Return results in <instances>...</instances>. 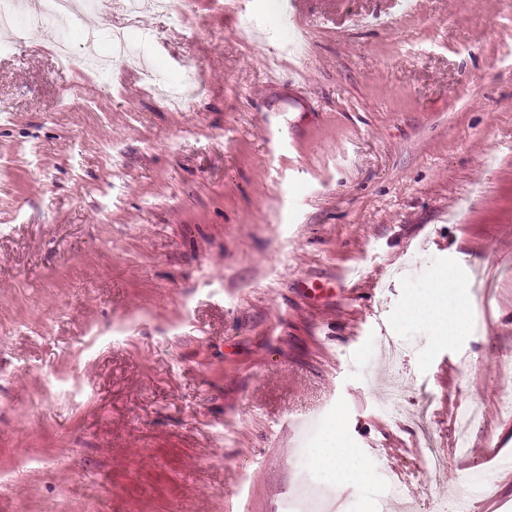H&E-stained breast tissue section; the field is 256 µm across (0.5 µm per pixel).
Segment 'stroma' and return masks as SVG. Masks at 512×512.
<instances>
[{"label":"stroma","mask_w":512,"mask_h":512,"mask_svg":"<svg viewBox=\"0 0 512 512\" xmlns=\"http://www.w3.org/2000/svg\"><path fill=\"white\" fill-rule=\"evenodd\" d=\"M403 2L80 7L178 106L0 39V512H512V0ZM205 90V82L201 74L197 70L189 71L184 86L180 89L174 88L169 93V97L177 102L182 103L187 97L195 96L203 93ZM445 311H447V333L451 334L458 326L461 325L459 317L464 315L463 306H459L456 312L449 306L448 310H446V308L442 309L438 302L434 299L430 301H417L414 302L411 306L412 313L418 315H426L430 318L439 317L443 315ZM321 462L334 472L339 484H353L363 478L351 460V449L343 448L339 443L336 448L322 449Z\"/></svg>","instance_id":"stroma-1"}]
</instances>
